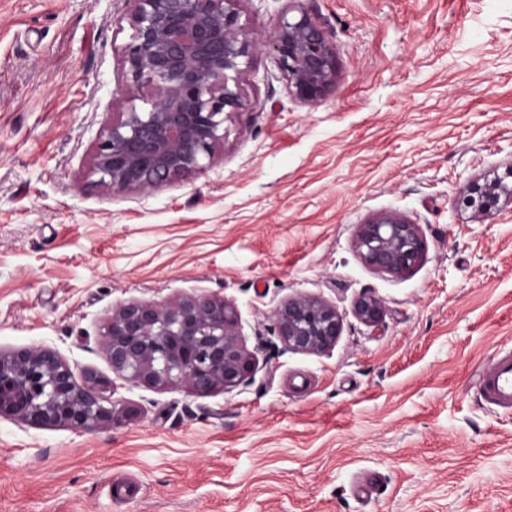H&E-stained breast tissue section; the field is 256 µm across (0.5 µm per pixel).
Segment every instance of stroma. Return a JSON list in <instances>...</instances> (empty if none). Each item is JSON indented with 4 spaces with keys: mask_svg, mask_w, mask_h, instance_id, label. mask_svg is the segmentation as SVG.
<instances>
[{
    "mask_svg": "<svg viewBox=\"0 0 512 512\" xmlns=\"http://www.w3.org/2000/svg\"><path fill=\"white\" fill-rule=\"evenodd\" d=\"M306 4L336 35L323 97L262 47L201 173L113 193L95 144L150 99L128 86L127 0H0V351L112 379L117 411L91 433L0 418V512H512V415L473 388L512 347V0ZM287 5L240 0V23L265 38ZM475 182L499 183L494 216ZM386 211L425 240L402 275L355 246ZM364 293L376 324L352 311ZM298 295L342 314L329 351L281 341L271 315ZM189 296L236 309L242 382L114 375L113 312ZM353 309L361 321L374 324L382 314V303L375 297L363 295L354 302Z\"/></svg>",
    "mask_w": 512,
    "mask_h": 512,
    "instance_id": "stroma-1",
    "label": "stroma"
}]
</instances>
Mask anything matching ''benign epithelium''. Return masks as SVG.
I'll return each instance as SVG.
<instances>
[{
	"instance_id": "1",
	"label": "benign epithelium",
	"mask_w": 512,
	"mask_h": 512,
	"mask_svg": "<svg viewBox=\"0 0 512 512\" xmlns=\"http://www.w3.org/2000/svg\"><path fill=\"white\" fill-rule=\"evenodd\" d=\"M126 2V74L131 87L151 92V102L144 112L117 113L100 134L92 174L114 193L148 192L202 171V160L224 142L226 118L243 106L240 80L261 45L240 24V0ZM266 44L299 98L315 100L336 83L334 33L302 0H289ZM356 246L368 265L395 274L411 271L425 250L419 225L397 212L361 225ZM353 309L374 324L382 303L363 295ZM272 317L282 342L296 352L328 351L343 328L336 306L308 296L289 299ZM104 346L112 369L128 380L186 382L200 393L236 387L252 365L233 308L202 297L125 304L108 322ZM112 392L106 379L79 383L52 351L24 347L0 354V417L93 432L115 418Z\"/></svg>"
}]
</instances>
